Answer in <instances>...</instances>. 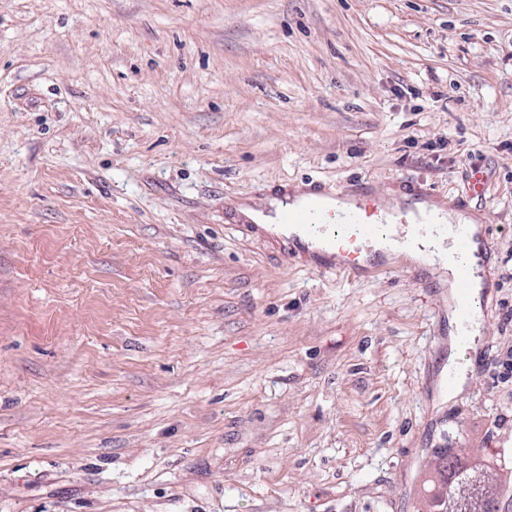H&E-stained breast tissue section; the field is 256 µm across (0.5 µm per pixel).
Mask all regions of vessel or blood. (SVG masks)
<instances>
[{
	"mask_svg": "<svg viewBox=\"0 0 512 512\" xmlns=\"http://www.w3.org/2000/svg\"><path fill=\"white\" fill-rule=\"evenodd\" d=\"M381 211V204L369 192L359 193L356 202L345 207L338 204L336 195L317 185L308 188L301 201L281 209L277 223L284 231L281 241L288 250L294 252L316 243L318 267L336 268L355 276L368 270L364 250L367 242L385 237L404 244L428 231L449 238L455 244L456 320L468 325L476 316V305L470 296L472 268L468 258L476 249L484 253L490 251L491 236L474 238L464 224H436L429 228L403 219L393 226L386 223Z\"/></svg>",
	"mask_w": 512,
	"mask_h": 512,
	"instance_id": "vessel-or-blood-1",
	"label": "vessel or blood"
}]
</instances>
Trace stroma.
<instances>
[{
    "instance_id": "35a3bbf8",
    "label": "stroma",
    "mask_w": 512,
    "mask_h": 512,
    "mask_svg": "<svg viewBox=\"0 0 512 512\" xmlns=\"http://www.w3.org/2000/svg\"><path fill=\"white\" fill-rule=\"evenodd\" d=\"M420 185L492 225L448 290L289 259L231 202ZM512 0H0V512H512Z\"/></svg>"
}]
</instances>
